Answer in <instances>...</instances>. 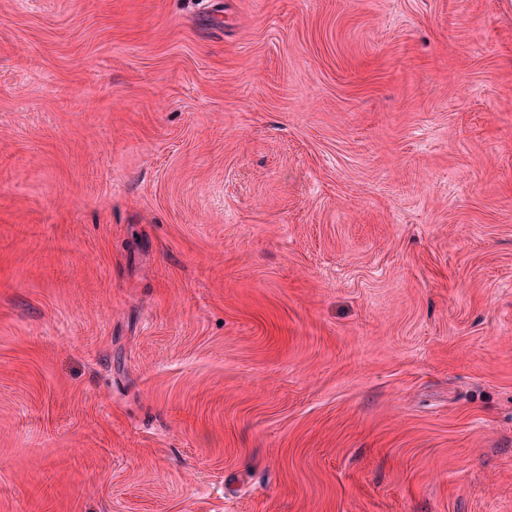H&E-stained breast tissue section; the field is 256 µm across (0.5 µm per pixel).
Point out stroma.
<instances>
[{
    "label": "stroma",
    "mask_w": 512,
    "mask_h": 512,
    "mask_svg": "<svg viewBox=\"0 0 512 512\" xmlns=\"http://www.w3.org/2000/svg\"><path fill=\"white\" fill-rule=\"evenodd\" d=\"M0 512H512V0H0Z\"/></svg>",
    "instance_id": "35a3bbf8"
}]
</instances>
